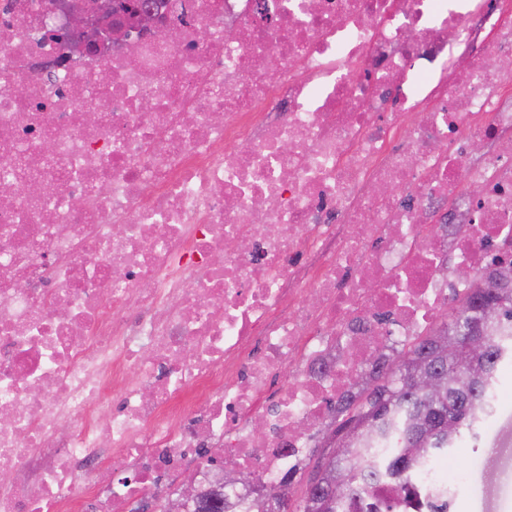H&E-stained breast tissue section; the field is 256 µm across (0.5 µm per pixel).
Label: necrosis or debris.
Returning <instances> with one entry per match:
<instances>
[{
    "mask_svg": "<svg viewBox=\"0 0 512 512\" xmlns=\"http://www.w3.org/2000/svg\"><path fill=\"white\" fill-rule=\"evenodd\" d=\"M52 7L0 0V512L177 501L214 448L248 496L344 353L430 334L512 242V24L474 31L512 0H164L178 42L96 56Z\"/></svg>",
    "mask_w": 512,
    "mask_h": 512,
    "instance_id": "obj_1",
    "label": "necrosis or debris"
}]
</instances>
